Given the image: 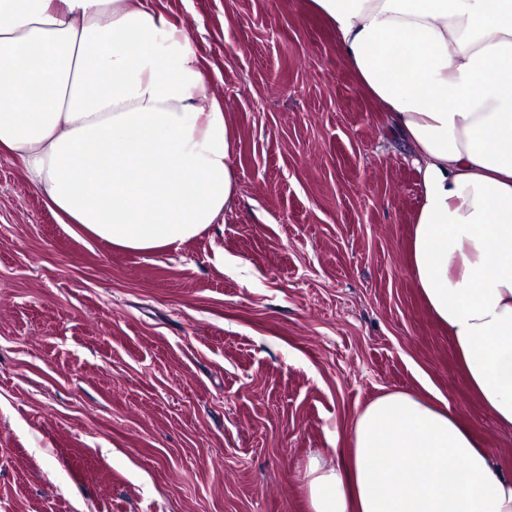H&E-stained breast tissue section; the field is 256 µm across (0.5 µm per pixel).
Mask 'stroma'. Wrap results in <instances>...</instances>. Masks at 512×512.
Instances as JSON below:
<instances>
[{
    "label": "stroma",
    "mask_w": 512,
    "mask_h": 512,
    "mask_svg": "<svg viewBox=\"0 0 512 512\" xmlns=\"http://www.w3.org/2000/svg\"><path fill=\"white\" fill-rule=\"evenodd\" d=\"M229 111L236 197L179 249L59 224L0 153V512H309L382 390L512 471L410 258L413 151L310 0H155Z\"/></svg>",
    "instance_id": "obj_1"
}]
</instances>
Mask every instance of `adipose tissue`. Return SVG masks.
Listing matches in <instances>:
<instances>
[{"mask_svg": "<svg viewBox=\"0 0 512 512\" xmlns=\"http://www.w3.org/2000/svg\"><path fill=\"white\" fill-rule=\"evenodd\" d=\"M414 147L417 284L464 379L512 429V0H313ZM0 152L60 223L138 253L224 221L233 140L154 0H0ZM310 512H512V473L444 404L379 394L349 460L312 459Z\"/></svg>", "mask_w": 512, "mask_h": 512, "instance_id": "obj_1", "label": "adipose tissue"}]
</instances>
